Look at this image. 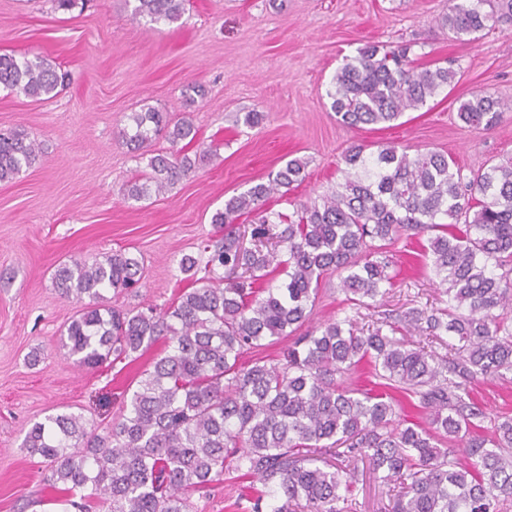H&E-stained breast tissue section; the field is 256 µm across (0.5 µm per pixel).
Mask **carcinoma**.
Instances as JSON below:
<instances>
[{
    "label": "carcinoma",
    "instance_id": "obj_1",
    "mask_svg": "<svg viewBox=\"0 0 512 512\" xmlns=\"http://www.w3.org/2000/svg\"><path fill=\"white\" fill-rule=\"evenodd\" d=\"M134 14L173 23L187 0H136ZM512 16V0H448L438 27L474 40ZM412 44L367 45L336 69L327 97L336 120L351 128L392 124L419 110L457 72L420 70ZM67 74L39 57L0 55V86L41 100L59 94ZM512 104L479 91L461 102L459 118L490 130ZM120 138L137 152L164 134L174 150L149 157L128 188L139 201L162 193L194 168L178 145L197 130L151 107L129 116ZM18 130L0 132V182L37 159ZM344 182L291 215L267 199L306 179L294 158L246 192L224 202L211 223L224 236L204 247V266L180 260L191 287L166 308L117 309L102 291H134L143 266L126 251L57 268L62 294L81 303L61 336L82 367L120 361L164 340L163 355L139 382L122 413L104 427L79 414L36 422L22 448L47 463L49 487L63 512H193L191 494L250 476L263 489L248 512H343L339 503L367 459L392 494L389 512H501L512 498V418L482 433L484 409L469 384L512 371V158L465 174L450 155L381 145H352ZM253 216L245 247L232 224ZM429 232L426 264L445 287L448 308L411 311L432 336L457 343L451 360L398 342L381 328L364 334L349 318L296 335L326 277L340 276L354 305H367L394 285L388 246L401 233ZM228 274L216 284L218 270ZM203 276H198V273ZM285 275L277 287L275 275ZM288 339L276 362L241 363L265 343ZM366 362L377 386L340 383ZM427 415V423H394V394ZM461 453L463 459L456 458Z\"/></svg>",
    "mask_w": 512,
    "mask_h": 512
}]
</instances>
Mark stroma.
<instances>
[{"instance_id": "stroma-1", "label": "stroma", "mask_w": 512, "mask_h": 512, "mask_svg": "<svg viewBox=\"0 0 512 512\" xmlns=\"http://www.w3.org/2000/svg\"><path fill=\"white\" fill-rule=\"evenodd\" d=\"M448 0H188L181 18L155 25L133 15L132 0H86L63 11L54 0H0V54L39 55L68 71L55 98L35 101L0 88V129H20L39 159L0 183V512H57L46 465L21 446L26 432L66 411L104 425L117 417L145 370L164 349L99 368L77 366L60 333L78 310L52 276L60 264L125 249L141 258L138 293L105 291L123 308L167 306L185 283L183 255H199L215 236L213 214L229 197L266 180L289 159L308 162L306 180L271 209L330 194L344 180L343 156L357 142L395 143L451 154L464 170L512 157V112L488 131L457 117L460 101L487 90L512 102V20L476 41L452 38L438 26ZM414 42L419 68L453 67L460 74L423 109L398 125L360 130L337 122L326 95L343 59L369 43ZM203 91L189 102V87ZM151 106L190 117L195 169L171 190L130 200L128 186L147 164L118 132L132 112ZM264 113L261 125L237 123ZM425 235L390 247L398 277L379 304L351 308L338 277L321 291L306 329L351 318L374 330L388 319L395 338L425 339L399 317L412 308H442L448 297L419 254ZM487 413L485 431L512 417V373L473 383ZM249 479H225L193 493L197 512H243ZM387 486L360 467L346 512H387Z\"/></svg>"}]
</instances>
